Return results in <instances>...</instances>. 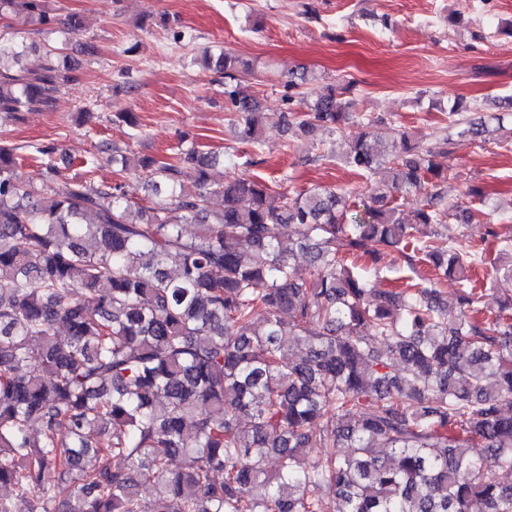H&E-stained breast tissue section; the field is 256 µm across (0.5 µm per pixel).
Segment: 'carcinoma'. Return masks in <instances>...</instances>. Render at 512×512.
<instances>
[{
  "label": "carcinoma",
  "mask_w": 512,
  "mask_h": 512,
  "mask_svg": "<svg viewBox=\"0 0 512 512\" xmlns=\"http://www.w3.org/2000/svg\"><path fill=\"white\" fill-rule=\"evenodd\" d=\"M20 14L85 27L44 0H0V17ZM35 50L0 41V111L16 119L52 108L74 80L61 46L44 48L41 70L22 66ZM205 64L224 77L231 131L252 153L182 144L165 162L102 141L141 186L51 163L37 185L18 173L20 147L0 143V512H322L328 493L336 512H512V483L499 479L512 471V240L488 312L472 286L478 254L432 245L448 220L476 219L444 202L437 158L488 141L504 114L469 118L477 105L456 99V135L427 144L380 140L385 119L371 115L317 156L365 176L366 201L313 187L274 206L262 179L214 180L219 163L263 152L261 103L230 53ZM351 90L343 80L311 100L288 80V140L340 131ZM396 193L421 196L411 217ZM287 224L299 238H285ZM391 253L432 276L371 288ZM448 278L451 305L438 288ZM301 448L321 452L308 461Z\"/></svg>",
  "instance_id": "cac0c4a2"
}]
</instances>
